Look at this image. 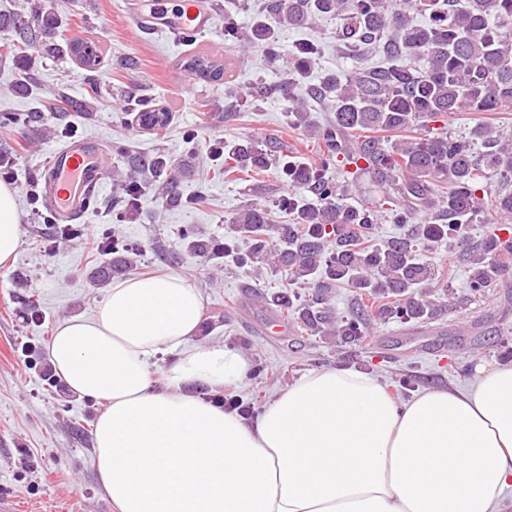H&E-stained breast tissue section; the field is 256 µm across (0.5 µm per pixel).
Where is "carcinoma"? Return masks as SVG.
Returning a JSON list of instances; mask_svg holds the SVG:
<instances>
[{"label": "carcinoma", "instance_id": "obj_1", "mask_svg": "<svg viewBox=\"0 0 512 512\" xmlns=\"http://www.w3.org/2000/svg\"><path fill=\"white\" fill-rule=\"evenodd\" d=\"M336 17L343 20L337 33L340 46L354 54L377 53L381 61L345 77L329 73L312 84L308 74L321 46L302 40L285 48L277 28L302 29ZM224 46H257L265 59L285 61L286 80L232 84L225 78L226 66L201 49L178 66L207 83H226L227 94L251 112L275 96L287 98V125L322 143L326 151L305 163L289 159L272 142H211L214 177L273 166L281 182L304 187L312 199L292 192L279 196L276 210L289 217L283 224L272 223L264 208H242L230 219L232 235L222 242L187 224L182 230L186 252L207 264L229 258L241 268L269 264L280 270L285 282L273 291H257V300L274 312L292 311L307 335L334 336L339 348L366 339L376 320L428 324L454 306L453 293H437L436 268L418 259L420 251L461 243L471 294L485 297L497 286L505 260L512 257V191L502 189L489 197L487 185L494 177L512 181V138L485 122L464 136L429 123L455 112L512 110V0H263L250 27L224 25ZM3 54L19 62L12 92L35 97L38 106L27 112L0 111V129L22 127L32 141L50 132L51 117L62 126L60 136L71 137V113L90 115L100 97L101 46L68 37L55 0H26L0 11ZM46 56L68 57L87 72L82 96H71L62 83L39 96L40 78L31 66L35 58ZM401 58L423 59L426 65L404 64ZM311 99L331 107L328 121L314 120ZM123 111L157 136L170 125L171 113L146 95L125 102ZM417 125L427 134L409 135ZM377 132L401 133L403 140L386 147ZM120 155L125 172L116 178L112 223L137 211L148 190L165 210L200 203L179 190L190 172L183 161L163 151L149 155L122 149ZM363 176L369 179L372 201L351 205L346 197ZM28 186L34 208H43L38 173L29 175ZM488 210L497 216V227L468 244L466 226ZM383 215L408 225L407 231L376 240ZM41 219L54 225L60 238L85 235L83 224H58L48 212ZM96 250L107 259L90 269L89 278L103 285L134 271L142 246L108 230L96 241ZM296 285L309 292H296ZM337 288L356 294L352 314L340 316L331 307ZM444 296L450 302H442ZM195 392L244 416L254 414L255 403L236 394L213 393L204 386Z\"/></svg>", "mask_w": 512, "mask_h": 512}]
</instances>
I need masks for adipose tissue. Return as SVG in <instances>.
Returning a JSON list of instances; mask_svg holds the SVG:
<instances>
[{
  "instance_id": "adipose-tissue-1",
  "label": "adipose tissue",
  "mask_w": 512,
  "mask_h": 512,
  "mask_svg": "<svg viewBox=\"0 0 512 512\" xmlns=\"http://www.w3.org/2000/svg\"><path fill=\"white\" fill-rule=\"evenodd\" d=\"M19 240L16 192L0 183V264ZM203 320L186 277L130 276L49 342L68 390L105 404L95 467L112 512H506L512 363H478L464 384L405 403L373 377L325 369L247 421L184 391L248 371L243 355L198 342Z\"/></svg>"
}]
</instances>
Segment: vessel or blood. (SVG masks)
Returning a JSON list of instances; mask_svg holds the SVG:
<instances>
[{"instance_id":"1","label":"vessel or blood","mask_w":512,"mask_h":512,"mask_svg":"<svg viewBox=\"0 0 512 512\" xmlns=\"http://www.w3.org/2000/svg\"><path fill=\"white\" fill-rule=\"evenodd\" d=\"M135 16L159 32L201 34L216 18L207 0H138ZM106 152L96 140L78 141L52 152L42 173L48 207L59 222L74 223L104 188Z\"/></svg>"}]
</instances>
